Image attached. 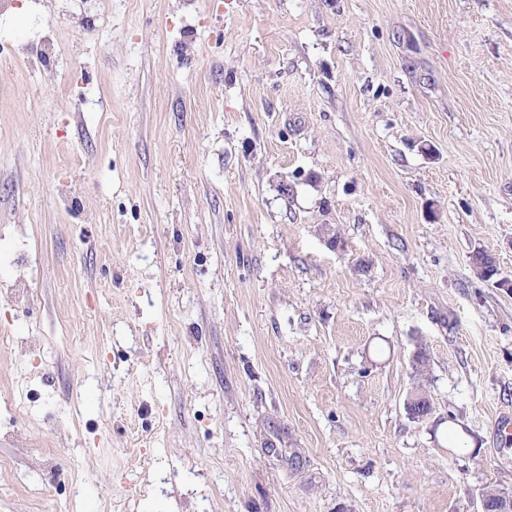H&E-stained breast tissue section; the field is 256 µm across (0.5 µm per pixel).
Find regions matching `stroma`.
<instances>
[{
  "label": "stroma",
  "instance_id": "35a3bbf8",
  "mask_svg": "<svg viewBox=\"0 0 512 512\" xmlns=\"http://www.w3.org/2000/svg\"><path fill=\"white\" fill-rule=\"evenodd\" d=\"M0 255V512H476L512 490V0H16Z\"/></svg>",
  "mask_w": 512,
  "mask_h": 512
}]
</instances>
